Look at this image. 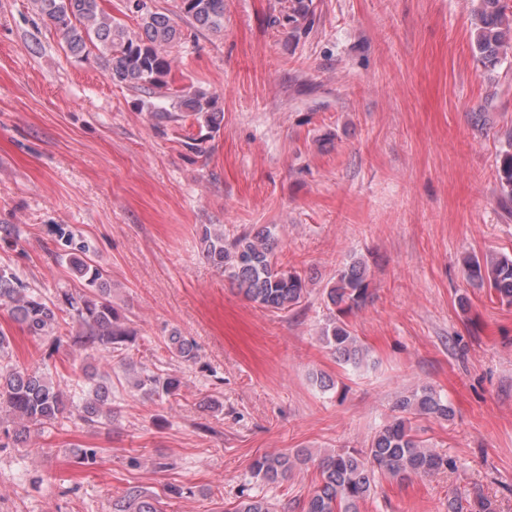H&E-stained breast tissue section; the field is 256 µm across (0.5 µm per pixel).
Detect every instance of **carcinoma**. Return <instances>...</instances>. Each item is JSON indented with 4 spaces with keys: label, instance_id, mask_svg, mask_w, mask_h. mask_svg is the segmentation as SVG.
I'll return each instance as SVG.
<instances>
[{
    "label": "carcinoma",
    "instance_id": "obj_1",
    "mask_svg": "<svg viewBox=\"0 0 512 512\" xmlns=\"http://www.w3.org/2000/svg\"><path fill=\"white\" fill-rule=\"evenodd\" d=\"M311 0H289L287 11L275 23L295 34L305 28ZM37 13L59 32L70 53L80 59L91 55L106 62L109 78L135 90H147L170 100V107H155L152 119L160 127L182 116L191 117L198 134L188 137L186 146L203 151L202 144L220 129L224 113L218 96L196 89L180 94L170 87L174 59L170 49L181 41L182 30L167 13L147 5L146 0H123V15L137 19L140 32L128 30L122 21L106 12L101 0H32ZM180 18L198 31L218 33L224 29V0H180ZM473 51L484 64H498L512 48V17L506 15L502 0H477L473 9ZM501 193L512 201V142L499 159ZM202 257L247 300L272 311L299 304L307 295L312 278L286 270L278 261V237L273 224L254 225L232 237L224 225L206 227L200 237ZM69 264L84 282L86 294L56 304L28 287L14 272L0 268V307L31 336H46L60 323L83 347L99 348L114 358L124 352L132 333L125 317L112 304V288L105 271L86 257L80 245L69 253ZM462 264L471 282L486 288L502 303L512 305V254L496 256L468 252ZM368 271L363 259L354 257L323 288L330 317L320 340L336 353L337 359L354 367L367 356V349L348 328L345 318L365 304L370 296ZM168 352L184 363L197 358L196 342L173 331L165 341ZM10 340L0 330V414L11 415L15 440L29 444L45 428L63 418H74L90 427L112 425V385L96 378L90 366H71V375L89 383L88 395L69 401L45 372L12 360ZM181 381L163 371L137 377L133 387L160 398L174 395ZM454 412L450 404L430 386H422L403 397L388 423L363 451L333 449L319 458L300 450L293 454L261 455L252 463L254 475L269 483L285 478L298 466L317 462L318 483L311 494L297 502L300 512H360L359 505L376 488V474H387L401 482L413 476L451 470L454 460L435 453L421 436L416 424L420 417L448 421ZM112 512H163L161 501L139 487H131L112 503ZM233 512H277L263 497L244 496Z\"/></svg>",
    "mask_w": 512,
    "mask_h": 512
}]
</instances>
